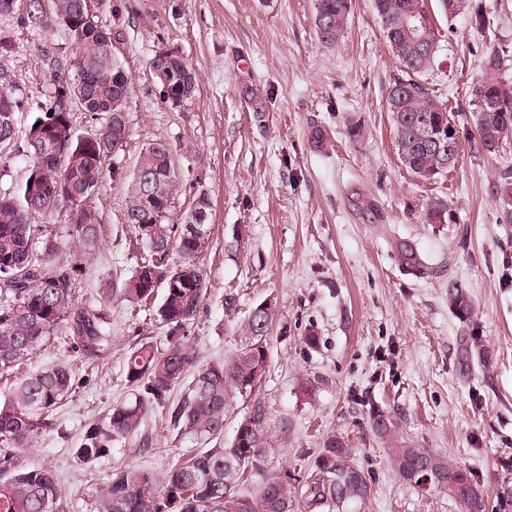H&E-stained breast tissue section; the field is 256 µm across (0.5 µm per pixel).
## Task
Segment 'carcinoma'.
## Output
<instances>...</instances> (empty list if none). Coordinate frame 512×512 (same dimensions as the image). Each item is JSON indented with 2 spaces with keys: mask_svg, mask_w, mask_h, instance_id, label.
<instances>
[{
  "mask_svg": "<svg viewBox=\"0 0 512 512\" xmlns=\"http://www.w3.org/2000/svg\"><path fill=\"white\" fill-rule=\"evenodd\" d=\"M446 20L460 13L483 15L481 0H434ZM386 41L403 66L406 77L397 78L386 93L395 146L401 164L412 174L433 180L458 161L460 142L449 150L431 146L439 128L448 125L447 104L417 80L437 64L438 31L428 0H373ZM351 0H315V26L319 40L334 45L347 30ZM0 17H9L28 32L56 29L71 47L56 69L82 73L84 82L57 77L48 99L19 136L25 112L13 81L0 77V166L17 158L28 162L20 187L0 191V378L10 377L66 326L67 340L75 350L98 358L108 349L107 307L120 294L129 302H142L163 290L158 309L168 328L167 346L158 350L145 343L133 349L125 362L126 380L135 388L134 399L112 408L108 431L86 432L78 449L90 463L110 453L111 442L138 435L145 407L166 398L186 372L194 370L188 392L172 407L170 424L179 434L200 445L183 463L169 469L161 487L146 470H115L101 497V512H295V475L286 469L267 475L263 465L270 453L261 410L239 424L249 427L224 440V420L241 398L251 394L268 366L267 337L273 324L270 303L252 308L240 321V348L224 363L198 364L185 336L207 295L198 254L208 242L210 224L202 233L188 231L189 221L174 218L183 185L170 145L163 141L145 145L130 176L125 223L133 226L145 249L141 262L121 282L103 280L95 306L75 303L74 283L85 272L87 259L100 248L102 217L91 204L103 178L104 164L120 150L128 134L126 105L132 82L114 53V38L96 21L89 0H0ZM430 42L420 50L419 40ZM505 52L494 50L484 58L483 75L471 88L475 106L474 149L494 157L512 142V80L504 77ZM150 68L160 88L171 99H192L198 88L195 67L182 54L152 57ZM239 95L256 115L265 111L259 88L243 85ZM79 102L81 110L98 122L87 137L71 136L70 113L60 103ZM63 137L67 152L50 157V143ZM496 195L505 216L512 221V165L500 171ZM67 207L72 221L67 237L53 234L42 220ZM447 205L432 201L426 211L429 223H441ZM176 248L179 261L166 258ZM400 263L418 269V253L409 243L397 246ZM451 305L471 314L462 287L448 292ZM75 379L64 365L29 373L14 383L0 400V512H60L62 497L56 473L47 467H21L18 452L34 446L48 418L73 390ZM374 433L390 442V462L404 480L417 482L423 474L432 486L463 503L466 512H484L485 502L469 470L415 448L396 436L390 417L378 412ZM351 449L332 434L314 459L316 471L303 492L306 508L320 512L340 507L366 493L362 473L350 464ZM251 471L261 477L254 494L242 491Z\"/></svg>",
  "mask_w": 512,
  "mask_h": 512,
  "instance_id": "cac0c4a2",
  "label": "carcinoma"
}]
</instances>
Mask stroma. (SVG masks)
<instances>
[{
    "label": "stroma",
    "instance_id": "obj_1",
    "mask_svg": "<svg viewBox=\"0 0 512 512\" xmlns=\"http://www.w3.org/2000/svg\"><path fill=\"white\" fill-rule=\"evenodd\" d=\"M487 24L473 30L466 17L439 21L440 65L423 76L429 91L450 106L462 152L443 177L424 180L400 163L385 94L402 66L388 47L372 0H352L348 28L335 45L319 40L315 0H92L91 11L111 29L115 52L132 78L128 137L105 165L92 203L100 212L101 248L75 284L77 303L96 298L101 279L132 274L143 251L124 222L130 175L147 143L174 151L186 195L206 191L211 236L199 263L209 288L189 328L200 363H217L239 347L240 314L269 300L276 315L268 338L269 369L227 417L225 436L255 406L264 410L271 451L266 472L284 468L307 478L326 434L348 440L352 463L365 477L364 498L343 512H464L443 493L414 486L395 473L372 417L389 415L404 441L447 456L470 470L485 512H499L512 491V223L496 198L500 157L476 153L469 135L474 108L469 90L491 51H512V0H482ZM0 55L29 103L46 98L55 75L42 53L64 56L55 30L37 33L0 20ZM166 46L196 66V96L165 102L149 69ZM260 86L263 116L238 89ZM368 136L350 140V121ZM321 129L322 149L310 136ZM448 206L446 222L428 224L430 201ZM409 242L427 270L397 260ZM462 285L473 304L469 319L448 303ZM162 300L133 306L113 297L108 309L111 348L85 358L57 335L32 369L68 366L73 393L53 425L20 454L22 466L53 469L63 512H98L99 493L115 467L163 475L190 447L169 422V408L149 404L139 436L112 444L111 456L87 464L78 456L89 426H105L115 405L132 398L126 355L144 343L162 347L156 319ZM315 333L317 346L306 342Z\"/></svg>",
    "mask_w": 512,
    "mask_h": 512
}]
</instances>
